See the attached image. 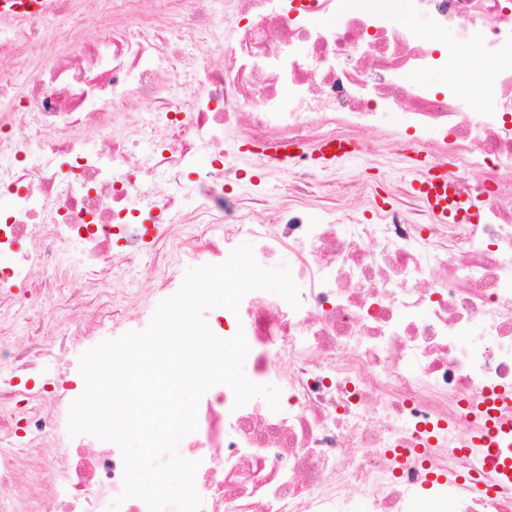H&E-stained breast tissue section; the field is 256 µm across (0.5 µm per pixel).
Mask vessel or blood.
Returning a JSON list of instances; mask_svg holds the SVG:
<instances>
[{"instance_id":"obj_1","label":"vessel or blood","mask_w":512,"mask_h":512,"mask_svg":"<svg viewBox=\"0 0 512 512\" xmlns=\"http://www.w3.org/2000/svg\"><path fill=\"white\" fill-rule=\"evenodd\" d=\"M415 190L422 203L442 224H472L478 219L476 208L459 199L446 173L437 163H429L427 175L420 179ZM512 404V390L486 398L483 410L487 423L482 431L472 434L468 444L478 450L489 473L500 481H512V420L503 421L499 411L503 404Z\"/></svg>"}]
</instances>
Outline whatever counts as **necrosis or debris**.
<instances>
[{
    "mask_svg": "<svg viewBox=\"0 0 512 512\" xmlns=\"http://www.w3.org/2000/svg\"><path fill=\"white\" fill-rule=\"evenodd\" d=\"M153 2L0 14V512H39L46 490L55 512H148L120 497L117 445L70 436L83 389L53 362L93 347L98 327L142 330L185 265L222 263L243 237L262 267H289L301 306L253 291L211 326L222 338L241 322L247 377L283 404L207 391L179 449L199 463L200 512H512V482L475 492L484 461L464 449L485 393L512 388V0H167L171 27ZM91 8L96 30L65 38ZM423 28L452 40L424 46ZM468 53L494 62L475 74L493 91L478 112L456 74L442 89L423 79ZM390 111L418 157L401 131L360 139ZM20 112L34 128L23 141ZM233 129L257 145L354 143L361 159L404 158L409 177L367 222L345 206L359 186L302 159L271 206L256 190L270 168L252 162L246 181L224 148ZM445 155L476 223H435L412 187ZM469 167L484 179L462 177ZM317 189L341 205L312 210ZM146 211L162 215L159 235L144 233ZM55 297L79 328L16 342L14 320Z\"/></svg>",
    "mask_w": 512,
    "mask_h": 512,
    "instance_id": "4bbe7bcc",
    "label": "necrosis or debris"
}]
</instances>
